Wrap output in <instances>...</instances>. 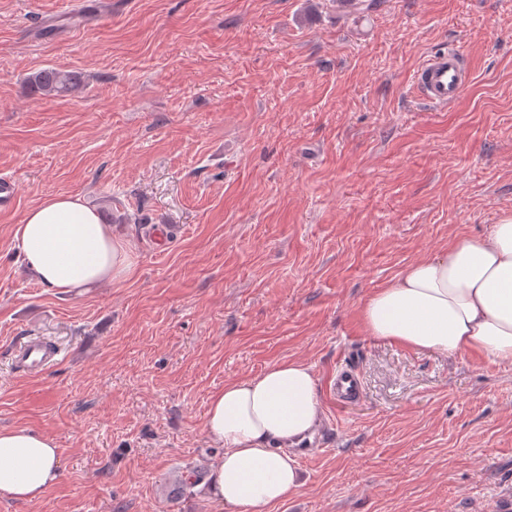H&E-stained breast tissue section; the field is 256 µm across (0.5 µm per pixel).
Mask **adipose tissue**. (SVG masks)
Returning <instances> with one entry per match:
<instances>
[{"label":"adipose tissue","mask_w":512,"mask_h":512,"mask_svg":"<svg viewBox=\"0 0 512 512\" xmlns=\"http://www.w3.org/2000/svg\"><path fill=\"white\" fill-rule=\"evenodd\" d=\"M15 240L30 276L58 293L82 294L132 270L127 243L77 197L32 207ZM361 320L369 336L417 351L512 360V213L487 237L455 239L409 265L364 301ZM319 410L316 377L297 360L213 393L204 433L224 453L208 477L212 499L229 512H266L296 495L303 482L287 446L316 424ZM59 476L52 437L27 427L0 430V496L38 500Z\"/></svg>","instance_id":"1"}]
</instances>
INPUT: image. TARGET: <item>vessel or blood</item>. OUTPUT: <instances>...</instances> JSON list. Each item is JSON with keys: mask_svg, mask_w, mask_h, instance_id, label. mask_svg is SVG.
I'll use <instances>...</instances> for the list:
<instances>
[{"mask_svg": "<svg viewBox=\"0 0 512 512\" xmlns=\"http://www.w3.org/2000/svg\"><path fill=\"white\" fill-rule=\"evenodd\" d=\"M468 79L461 54L448 49L430 55L418 68L415 86L420 96L430 105L445 109L461 95ZM56 352L48 344L32 339L23 342L16 351L20 370L31 376L39 375L55 359ZM361 391V380L354 369L338 370L330 387L337 402L356 398Z\"/></svg>", "mask_w": 512, "mask_h": 512, "instance_id": "obj_1", "label": "vessel or blood"}]
</instances>
